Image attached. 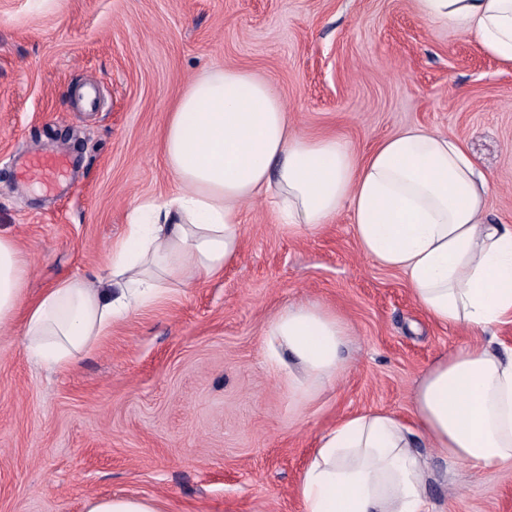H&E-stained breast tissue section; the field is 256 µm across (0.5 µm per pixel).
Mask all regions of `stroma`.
Wrapping results in <instances>:
<instances>
[{"mask_svg":"<svg viewBox=\"0 0 512 512\" xmlns=\"http://www.w3.org/2000/svg\"><path fill=\"white\" fill-rule=\"evenodd\" d=\"M215 64L270 81L292 127L358 155L409 126L459 138L512 225V66L417 13L414 0H0V236L26 301L94 277L138 201L175 189L167 114ZM64 161L47 178L33 158ZM237 260L116 323L66 370L30 357L23 314L0 331V512H85L147 496L163 512H305L318 437L345 416L412 419L417 381L471 334L432 321L403 274L361 254L348 210L292 233L247 206ZM316 303L354 344L335 383L295 397L267 322ZM429 463L431 512H512V472Z\"/></svg>","mask_w":512,"mask_h":512,"instance_id":"stroma-1","label":"stroma"}]
</instances>
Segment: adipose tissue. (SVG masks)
I'll use <instances>...</instances> for the list:
<instances>
[{"label": "adipose tissue", "instance_id": "obj_1", "mask_svg": "<svg viewBox=\"0 0 512 512\" xmlns=\"http://www.w3.org/2000/svg\"><path fill=\"white\" fill-rule=\"evenodd\" d=\"M415 7L512 66V0ZM161 149L177 188L136 204L98 282L73 276L25 303L21 250L0 236V329L24 311L40 362L68 366L172 286L221 273L239 255L244 206L267 199L296 233L348 208L360 251L402 272L439 324L481 333L512 315V226L491 220L489 183L452 135L408 127L361 158L336 137L292 129L269 81L214 66L181 93ZM350 343L344 321L317 304L283 309L264 332L269 362L303 396L338 379ZM412 404L413 421L358 413L319 436L299 484L305 512H429L422 444L453 464L512 471V347L483 340L439 355Z\"/></svg>", "mask_w": 512, "mask_h": 512}]
</instances>
